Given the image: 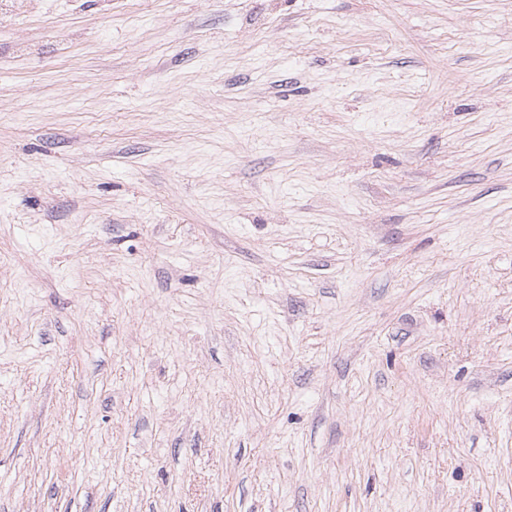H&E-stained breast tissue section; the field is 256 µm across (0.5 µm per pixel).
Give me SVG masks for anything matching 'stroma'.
I'll list each match as a JSON object with an SVG mask.
<instances>
[{
	"label": "stroma",
	"mask_w": 512,
	"mask_h": 512,
	"mask_svg": "<svg viewBox=\"0 0 512 512\" xmlns=\"http://www.w3.org/2000/svg\"><path fill=\"white\" fill-rule=\"evenodd\" d=\"M0 512H512V0H0Z\"/></svg>",
	"instance_id": "obj_1"
}]
</instances>
